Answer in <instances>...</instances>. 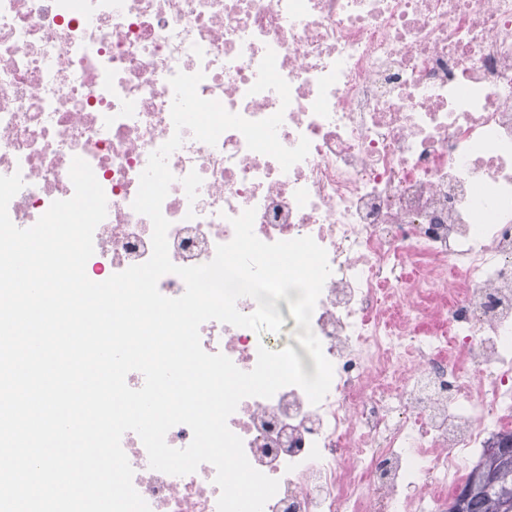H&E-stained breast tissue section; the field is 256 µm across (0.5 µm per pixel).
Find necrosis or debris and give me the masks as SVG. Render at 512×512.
<instances>
[{
    "label": "necrosis or debris",
    "mask_w": 512,
    "mask_h": 512,
    "mask_svg": "<svg viewBox=\"0 0 512 512\" xmlns=\"http://www.w3.org/2000/svg\"><path fill=\"white\" fill-rule=\"evenodd\" d=\"M291 103L250 88L266 50ZM310 151L289 171L236 130L183 131L162 205L169 257L210 262L256 211L273 243L312 237L331 274L311 327L334 369L229 417L251 465L277 479L264 512H447L467 465L512 431V0H0V175L20 173L12 222L72 197L73 157L107 198L94 273L147 261L132 202L174 132L169 79ZM274 334L218 321L203 349L252 370ZM122 447L150 512H217L212 464L184 476Z\"/></svg>",
    "instance_id": "necrosis-or-debris-1"
}]
</instances>
